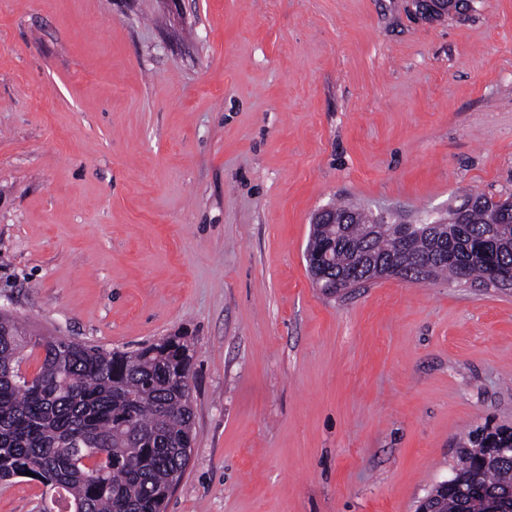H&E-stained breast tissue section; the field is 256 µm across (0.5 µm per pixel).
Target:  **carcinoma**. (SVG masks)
Listing matches in <instances>:
<instances>
[{
	"mask_svg": "<svg viewBox=\"0 0 512 512\" xmlns=\"http://www.w3.org/2000/svg\"><path fill=\"white\" fill-rule=\"evenodd\" d=\"M460 224H418L414 250L448 247L455 260L433 262L425 280L485 282L492 266L512 269V203L468 196ZM355 224H315L306 248L315 261L331 241L327 265L338 276L362 264L389 263L400 225L354 206ZM38 348L37 370H22L26 348ZM192 349L172 336L134 352H112L68 338L44 336L10 312H0V481L29 471L64 491L65 512H165L184 473L194 441ZM512 448V428L478 427L463 437L452 477L467 494L448 487L441 512H490L493 500L512 504V453L475 463V448Z\"/></svg>",
	"mask_w": 512,
	"mask_h": 512,
	"instance_id": "cac0c4a2",
	"label": "carcinoma"
}]
</instances>
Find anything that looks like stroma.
I'll list each match as a JSON object with an SVG mask.
<instances>
[{"label":"stroma","instance_id":"obj_1","mask_svg":"<svg viewBox=\"0 0 512 512\" xmlns=\"http://www.w3.org/2000/svg\"><path fill=\"white\" fill-rule=\"evenodd\" d=\"M512 194V0H0V305L194 344L166 512H416L512 426V290L323 294L318 210L447 221ZM44 486L0 483V512ZM415 12L425 18L438 17L442 12H455V0H411Z\"/></svg>","mask_w":512,"mask_h":512}]
</instances>
